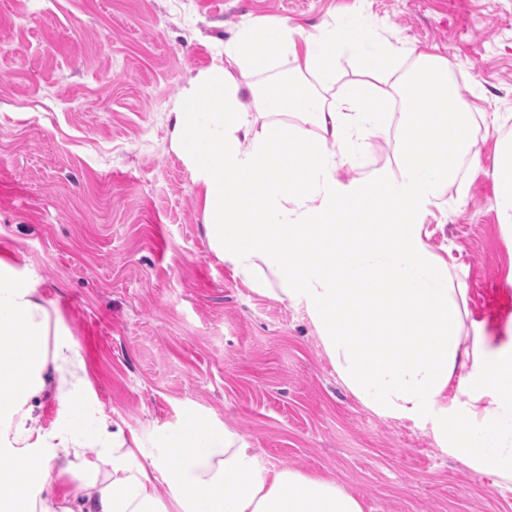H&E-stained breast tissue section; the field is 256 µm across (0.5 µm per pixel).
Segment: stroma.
<instances>
[{"instance_id": "35a3bbf8", "label": "stroma", "mask_w": 512, "mask_h": 512, "mask_svg": "<svg viewBox=\"0 0 512 512\" xmlns=\"http://www.w3.org/2000/svg\"><path fill=\"white\" fill-rule=\"evenodd\" d=\"M367 16L397 53L448 58L481 121L424 217L469 288V318L512 333V237L491 172L512 135V0H0V256L70 334L88 398L143 442L193 416L230 426L265 462L336 481L365 512H512V493L426 433L365 410L336 379L306 314L236 280L211 250L173 113L239 23L304 33ZM403 122L361 172L397 169Z\"/></svg>"}]
</instances>
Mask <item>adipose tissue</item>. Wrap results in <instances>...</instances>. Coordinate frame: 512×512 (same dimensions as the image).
<instances>
[{"label":"adipose tissue","instance_id":"adipose-tissue-1","mask_svg":"<svg viewBox=\"0 0 512 512\" xmlns=\"http://www.w3.org/2000/svg\"><path fill=\"white\" fill-rule=\"evenodd\" d=\"M364 78L324 94L337 56ZM293 57L264 89L238 74ZM396 53L364 16L305 34L242 22L223 63L174 114L173 146L200 187L211 248L234 277L302 309L337 379L374 415L426 432L467 470L512 492V335L469 332L465 281L428 245L438 205L476 141L447 59L417 53L403 81L408 128L395 173L343 180L387 122L379 86ZM254 96L246 107L245 96ZM495 207L512 224V141L500 144ZM36 288L0 258V500L23 512H364L336 482L261 463L231 428L193 421L154 447L84 396L86 370ZM64 418L45 427L37 401ZM81 482L71 495L67 478Z\"/></svg>","mask_w":512,"mask_h":512}]
</instances>
